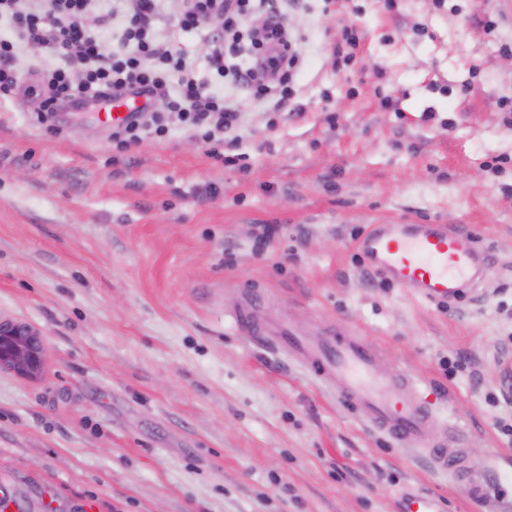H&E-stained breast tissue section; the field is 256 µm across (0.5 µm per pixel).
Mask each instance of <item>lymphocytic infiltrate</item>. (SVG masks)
Masks as SVG:
<instances>
[{
	"instance_id": "f902f5d3",
	"label": "lymphocytic infiltrate",
	"mask_w": 512,
	"mask_h": 512,
	"mask_svg": "<svg viewBox=\"0 0 512 512\" xmlns=\"http://www.w3.org/2000/svg\"><path fill=\"white\" fill-rule=\"evenodd\" d=\"M215 14L224 24L207 39L220 71L259 97L271 91L265 75L277 76L275 106L285 108L301 51L275 0H180L171 15L164 0H0V20L12 31L0 38V96L18 87L21 48L38 44L63 62L39 84V122L95 101L140 97L141 112L113 128L115 142L127 146L139 141L143 113L161 98L165 109L154 118L156 135L176 121L203 129L204 140H211L236 128L238 108L199 79L185 54L172 52L171 45L181 33L205 28ZM159 20L165 23L161 32L155 29Z\"/></svg>"
}]
</instances>
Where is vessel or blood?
Here are the masks:
<instances>
[{"mask_svg": "<svg viewBox=\"0 0 512 512\" xmlns=\"http://www.w3.org/2000/svg\"><path fill=\"white\" fill-rule=\"evenodd\" d=\"M140 105L137 99L115 100L100 109L99 118L109 126L121 124ZM361 248L372 269L427 298H448L475 285L481 275L474 239L435 224H381L365 236ZM234 321L247 335L268 336L309 372L335 385L345 403L398 445L422 451L436 467H456L447 442L426 440L435 408L422 383L406 374L376 375L377 355L369 342L342 333L314 339L290 325L268 331L248 305L235 313Z\"/></svg>", "mask_w": 512, "mask_h": 512, "instance_id": "1", "label": "vessel or blood"}]
</instances>
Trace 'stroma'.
I'll list each match as a JSON object with an SVG mask.
<instances>
[{"label": "stroma", "mask_w": 512, "mask_h": 512, "mask_svg": "<svg viewBox=\"0 0 512 512\" xmlns=\"http://www.w3.org/2000/svg\"><path fill=\"white\" fill-rule=\"evenodd\" d=\"M492 18L494 31L482 22ZM358 62L332 49L347 24ZM297 112L179 46L241 112L223 143L174 123L127 150L96 113L39 128L26 48L0 99V321L37 330V378L0 369V484L27 512H512L501 357L512 359V0H299ZM388 94L396 110L381 107ZM376 224L471 234L485 264L459 298L370 272ZM370 342L377 370L438 395L430 438L463 430L466 472L435 470L233 314Z\"/></svg>", "instance_id": "35a3bbf8"}]
</instances>
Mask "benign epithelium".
Returning <instances> with one entry per match:
<instances>
[{
  "mask_svg": "<svg viewBox=\"0 0 512 512\" xmlns=\"http://www.w3.org/2000/svg\"><path fill=\"white\" fill-rule=\"evenodd\" d=\"M44 362V344L30 326L0 322V367L18 375L37 376Z\"/></svg>",
  "mask_w": 512,
  "mask_h": 512,
  "instance_id": "benign-epithelium-1",
  "label": "benign epithelium"
}]
</instances>
